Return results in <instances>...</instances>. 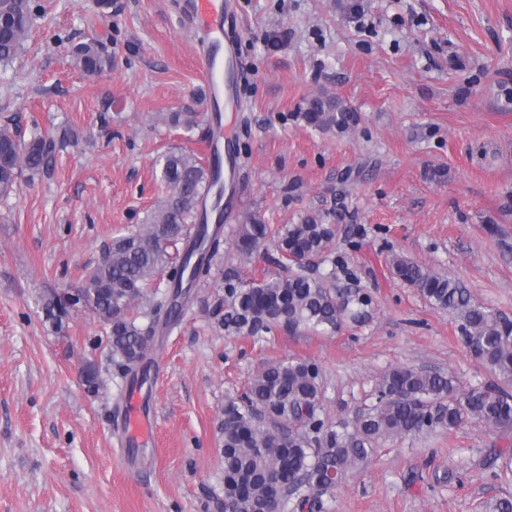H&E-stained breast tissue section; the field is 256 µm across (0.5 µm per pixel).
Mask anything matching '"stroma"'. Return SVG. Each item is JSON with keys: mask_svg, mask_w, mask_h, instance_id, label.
I'll return each mask as SVG.
<instances>
[{"mask_svg": "<svg viewBox=\"0 0 512 512\" xmlns=\"http://www.w3.org/2000/svg\"><path fill=\"white\" fill-rule=\"evenodd\" d=\"M250 68L240 112L225 114L240 168L222 205L221 258L153 354L148 448L120 444L127 382L104 326L78 311L55 329L45 306L82 285L112 237L143 224L165 194L157 159L208 160V125L158 119L207 113L197 44L176 0H33L27 49L0 67V124L74 129L48 173L0 197V512H224V404L263 365L316 363L324 417L373 401L395 366L452 374L460 390L494 382L460 321L392 268L410 259L458 280L473 302L512 320V0H241ZM97 40L110 68L88 74L74 45ZM327 93L359 112L329 135L297 119ZM335 213L339 234L309 272L370 296L361 321L332 335L225 336L214 281L288 275L274 244L232 248L244 214L296 223ZM94 367L97 386L84 380ZM468 424L388 442L325 498V512H484L512 498L484 465L505 447Z\"/></svg>", "mask_w": 512, "mask_h": 512, "instance_id": "stroma-1", "label": "stroma"}]
</instances>
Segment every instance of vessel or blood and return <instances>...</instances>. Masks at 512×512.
I'll use <instances>...</instances> for the list:
<instances>
[{
	"label": "vessel or blood",
	"mask_w": 512,
	"mask_h": 512,
	"mask_svg": "<svg viewBox=\"0 0 512 512\" xmlns=\"http://www.w3.org/2000/svg\"><path fill=\"white\" fill-rule=\"evenodd\" d=\"M182 9L197 38L200 70L211 111H238L237 86L242 64L237 39L226 29L227 24L237 19V0H183ZM152 424L146 391L128 389L122 416L125 446L148 447Z\"/></svg>",
	"instance_id": "obj_1"
}]
</instances>
